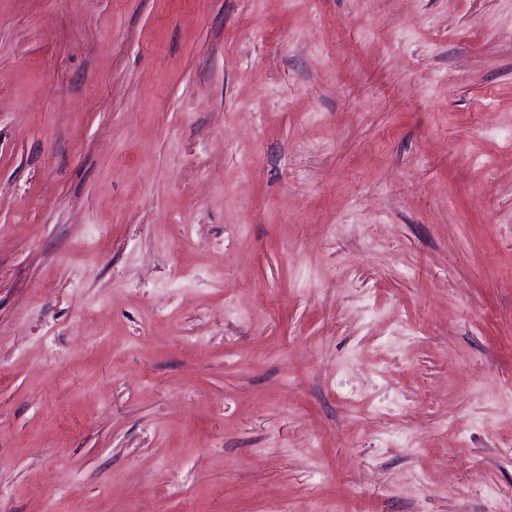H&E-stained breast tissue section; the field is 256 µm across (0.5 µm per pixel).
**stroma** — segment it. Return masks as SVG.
I'll use <instances>...</instances> for the list:
<instances>
[{"label":"stroma","mask_w":512,"mask_h":512,"mask_svg":"<svg viewBox=\"0 0 512 512\" xmlns=\"http://www.w3.org/2000/svg\"><path fill=\"white\" fill-rule=\"evenodd\" d=\"M0 512H512V0H0Z\"/></svg>","instance_id":"35a3bbf8"}]
</instances>
